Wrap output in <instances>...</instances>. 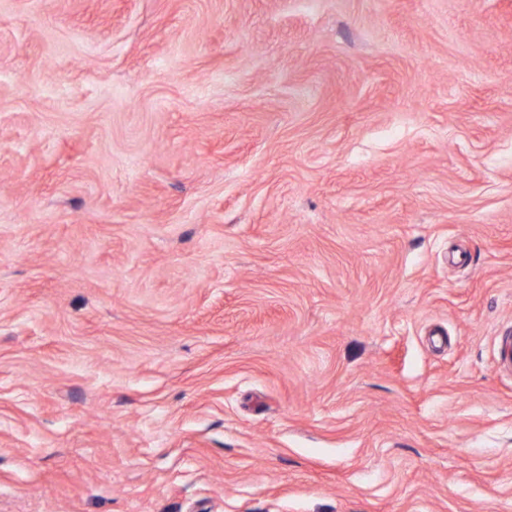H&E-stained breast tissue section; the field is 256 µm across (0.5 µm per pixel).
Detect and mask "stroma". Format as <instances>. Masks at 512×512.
I'll return each instance as SVG.
<instances>
[{"mask_svg": "<svg viewBox=\"0 0 512 512\" xmlns=\"http://www.w3.org/2000/svg\"><path fill=\"white\" fill-rule=\"evenodd\" d=\"M0 512H512V0H0Z\"/></svg>", "mask_w": 512, "mask_h": 512, "instance_id": "stroma-1", "label": "stroma"}]
</instances>
